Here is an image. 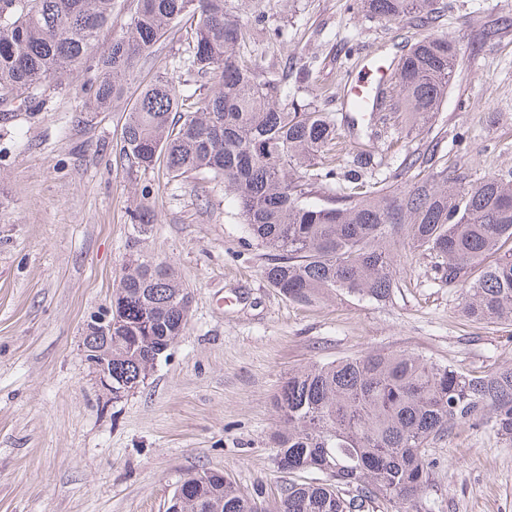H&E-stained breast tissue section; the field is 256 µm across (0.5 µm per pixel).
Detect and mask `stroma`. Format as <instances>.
<instances>
[{
	"mask_svg": "<svg viewBox=\"0 0 512 512\" xmlns=\"http://www.w3.org/2000/svg\"><path fill=\"white\" fill-rule=\"evenodd\" d=\"M438 32L456 44L455 76L425 127L385 114L348 124L338 94L358 56L406 53L421 28L363 16L349 0H243L264 22L240 53L274 69L289 100L337 121V172L385 175L438 143L476 181L512 172V0H440ZM191 40L171 28L142 60L135 99ZM312 70L314 82L300 83ZM74 74L37 117L0 121V512H165L190 471L228 475L271 501L290 476L270 437L272 399L310 361L403 351L467 371L512 363V325L476 324L432 256L398 245L389 302L333 295L302 305L264 278L265 250L244 238L233 193L118 154L126 108L81 112ZM154 222L138 235L132 214ZM167 262L192 297L188 327L143 385L120 400L99 389L83 329L102 317L129 255ZM432 512H512V445L465 426L431 441Z\"/></svg>",
	"mask_w": 512,
	"mask_h": 512,
	"instance_id": "35a3bbf8",
	"label": "stroma"
}]
</instances>
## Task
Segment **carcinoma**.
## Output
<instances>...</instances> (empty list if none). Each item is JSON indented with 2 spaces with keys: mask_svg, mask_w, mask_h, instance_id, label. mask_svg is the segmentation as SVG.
Listing matches in <instances>:
<instances>
[{
  "mask_svg": "<svg viewBox=\"0 0 512 512\" xmlns=\"http://www.w3.org/2000/svg\"><path fill=\"white\" fill-rule=\"evenodd\" d=\"M436 0H355L386 22L429 28ZM114 0H0V107L33 115L49 90L79 70L82 112L120 102L139 63L188 17L194 39L187 72L205 93L188 104L179 81L159 73L131 103L119 153L147 170L203 172L233 192L243 232L272 251L266 280L308 304L347 294L382 302L397 277L394 245L406 236L435 259L475 323L512 325V175L471 183L432 146L428 173L409 155L391 177L338 176L323 162L336 147V120L314 105L290 108L280 81L246 63L251 24L230 0H136L109 48L97 53ZM457 58L446 35L427 34L398 58L391 110L426 121L448 95ZM319 194L323 203L308 196ZM191 294L174 270L130 255L112 294V398L144 383L161 349L188 325ZM281 426L272 435L278 466L319 472L292 481L272 512H364L377 502L422 512L432 463L426 448L459 425L488 429L512 444V365L474 373L401 351L366 352L288 374L273 398ZM193 496L180 512H267L227 476L190 472Z\"/></svg>",
  "mask_w": 512,
  "mask_h": 512,
  "instance_id": "carcinoma-1",
  "label": "carcinoma"
}]
</instances>
